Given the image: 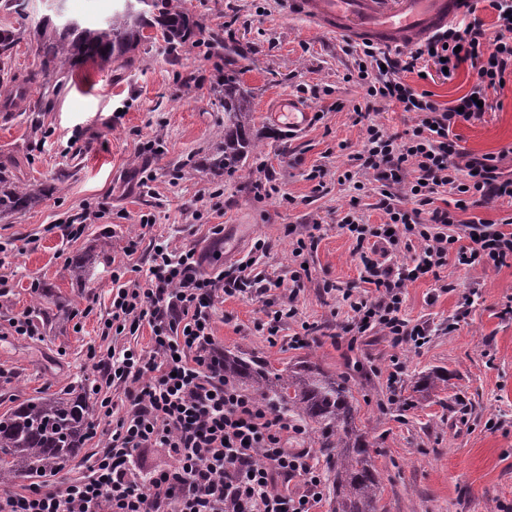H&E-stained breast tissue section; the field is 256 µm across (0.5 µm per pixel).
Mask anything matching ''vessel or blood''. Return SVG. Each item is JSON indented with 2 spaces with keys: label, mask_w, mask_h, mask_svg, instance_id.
Here are the masks:
<instances>
[{
  "label": "vessel or blood",
  "mask_w": 512,
  "mask_h": 512,
  "mask_svg": "<svg viewBox=\"0 0 512 512\" xmlns=\"http://www.w3.org/2000/svg\"><path fill=\"white\" fill-rule=\"evenodd\" d=\"M288 12L314 26L359 42L393 45L427 37L463 12L461 0H285ZM286 129L306 126L311 115L293 99L275 114Z\"/></svg>",
  "instance_id": "b4317fda"
}]
</instances>
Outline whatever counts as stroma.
Wrapping results in <instances>:
<instances>
[{"label":"stroma","mask_w":512,"mask_h":512,"mask_svg":"<svg viewBox=\"0 0 512 512\" xmlns=\"http://www.w3.org/2000/svg\"><path fill=\"white\" fill-rule=\"evenodd\" d=\"M25 17L0 10V28L23 33L0 64V83L27 80L37 59L35 30L47 15L45 0H26ZM203 31L176 49L156 42L132 65L102 71L87 63L47 83L32 85L21 108L0 109V165L19 160L22 183L40 189L27 210L0 216V414L39 392H84L98 372L88 347L126 345L102 336L112 292L113 261L148 265V244L124 251L150 213V235L192 247L203 269L234 266L257 240L267 244L256 271L290 278L292 251L311 225L320 238L307 256L311 271L269 343L265 305H280L287 291L273 288L218 303L214 336L225 350L243 351L272 367L311 357L347 377L380 476L384 512H512V265L463 268L454 262L408 284L402 312L432 331L421 350L393 351L384 336L348 346L342 328L346 289L364 290L352 240L338 227L346 212L378 225L382 212L372 183L355 189L364 130L352 120L366 106L354 79V45L288 15L282 0H185ZM246 65L253 91L257 149L246 176L216 173L208 160L224 138V49ZM309 108L313 119L290 135L271 119L279 98ZM502 110L453 133L469 152L498 154L512 146V82L498 90ZM158 154H142L148 141ZM149 165L155 178L138 186L132 171ZM102 217L74 240L66 222L84 207ZM221 224L236 238L224 246L210 233ZM92 260L88 278L74 276V255ZM478 290L472 306L464 296ZM89 316H82V309ZM28 317L35 335L16 336L11 319ZM316 327L307 344L294 343L303 323ZM448 370V382L417 391L420 373ZM396 387H389L390 372Z\"/></svg>","instance_id":"1"}]
</instances>
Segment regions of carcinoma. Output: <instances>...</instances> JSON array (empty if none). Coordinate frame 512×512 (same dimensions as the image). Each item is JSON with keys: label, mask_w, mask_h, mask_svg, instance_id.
Segmentation results:
<instances>
[{"label": "carcinoma", "mask_w": 512, "mask_h": 512, "mask_svg": "<svg viewBox=\"0 0 512 512\" xmlns=\"http://www.w3.org/2000/svg\"><path fill=\"white\" fill-rule=\"evenodd\" d=\"M160 32L169 44H185L203 30L199 18L183 7V0H130L112 15L105 28L77 21L56 24L47 18L38 32L39 65L29 82H38L75 66L92 62L99 70L112 63L133 61L135 53ZM21 34L0 30V59L9 57ZM28 89L0 87V105L10 108L25 99ZM250 89L240 71H224V142L215 148L213 167L237 172L246 165L256 143L252 131ZM40 191L16 186L12 172L0 169V214L22 209ZM224 378L241 386L277 411L301 422L317 435L326 460L332 490L331 512H381L380 480L367 432L356 423L357 409L346 378L305 359L275 369L240 354L224 353ZM87 396L49 393L29 398L0 416V484L43 478L59 473L74 458L91 433Z\"/></svg>", "instance_id": "1"}]
</instances>
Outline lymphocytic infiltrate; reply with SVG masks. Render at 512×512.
<instances>
[{
	"label": "lymphocytic infiltrate",
	"mask_w": 512,
	"mask_h": 512,
	"mask_svg": "<svg viewBox=\"0 0 512 512\" xmlns=\"http://www.w3.org/2000/svg\"><path fill=\"white\" fill-rule=\"evenodd\" d=\"M494 16L485 28L477 12ZM467 18L427 39L388 52L364 44L357 77L370 98L411 113L412 123L391 133L369 112L355 109L365 130L354 156L360 170L380 183L376 206L382 224L346 213L339 227L354 242L361 279L373 295L344 293L353 317L344 332L359 339L386 336L392 348H414L431 330L402 314L408 283L436 274L447 261L497 269L512 260V220H462L469 209L512 200V173L496 156H476L452 129L459 121L496 111L491 90L512 73V0H469ZM469 66L470 89L455 105L441 106L429 92L407 82L428 68L455 79ZM453 198L452 208L436 204ZM412 209H405L404 200ZM410 256L394 267L391 259ZM192 248L152 245L144 280L112 268V300L101 333L119 337L149 329L146 347L88 348L99 377L91 392L107 430L86 474L21 492L0 491V512H314L324 498V480L314 453L296 447L303 425L224 380V352L215 344L217 299L261 283L254 255L210 275ZM162 449L169 462L147 469L142 450Z\"/></svg>",
	"instance_id": "f902f5d3"
}]
</instances>
